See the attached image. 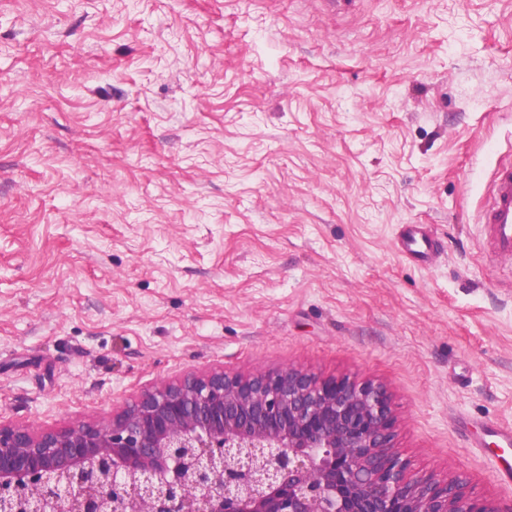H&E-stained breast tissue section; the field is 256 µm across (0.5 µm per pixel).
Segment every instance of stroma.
<instances>
[{"label":"stroma","mask_w":512,"mask_h":512,"mask_svg":"<svg viewBox=\"0 0 512 512\" xmlns=\"http://www.w3.org/2000/svg\"><path fill=\"white\" fill-rule=\"evenodd\" d=\"M505 160L512 0H0V420L210 369L371 380L412 473L507 512ZM481 224H487L496 256L512 258V162L501 163L495 172L492 196ZM398 250L410 260L426 264L434 254L426 225L403 224L398 235Z\"/></svg>","instance_id":"1"}]
</instances>
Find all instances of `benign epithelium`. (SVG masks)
<instances>
[{
	"mask_svg": "<svg viewBox=\"0 0 512 512\" xmlns=\"http://www.w3.org/2000/svg\"><path fill=\"white\" fill-rule=\"evenodd\" d=\"M393 427L380 384L191 375L104 422L0 421V512H501L412 474Z\"/></svg>",
	"mask_w": 512,
	"mask_h": 512,
	"instance_id": "obj_1",
	"label": "benign epithelium"
}]
</instances>
